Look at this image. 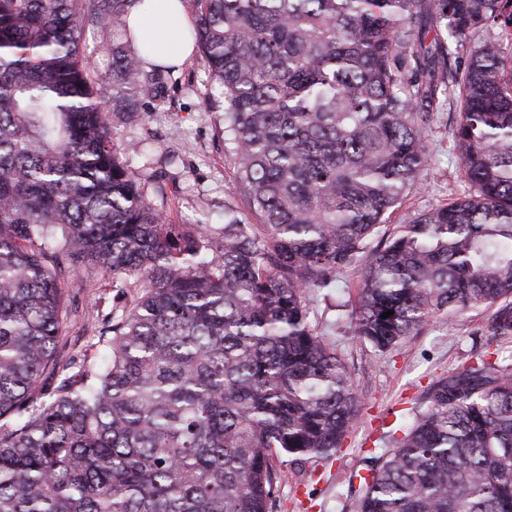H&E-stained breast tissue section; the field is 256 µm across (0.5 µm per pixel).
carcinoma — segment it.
Returning <instances> with one entry per match:
<instances>
[{"instance_id": "cac0c4a2", "label": "carcinoma", "mask_w": 512, "mask_h": 512, "mask_svg": "<svg viewBox=\"0 0 512 512\" xmlns=\"http://www.w3.org/2000/svg\"><path fill=\"white\" fill-rule=\"evenodd\" d=\"M136 2L0 0V512H269L276 460L331 458L361 411L308 318L343 268L378 351L471 309L512 339V0H196L186 37L258 220L222 237L146 201L94 97L89 25L112 31L116 110L165 88ZM456 90L474 193L381 231ZM93 273L142 293L77 366L65 281ZM387 438L358 512H512V368L478 358Z\"/></svg>"}]
</instances>
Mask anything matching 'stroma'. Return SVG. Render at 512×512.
<instances>
[{
    "label": "stroma",
    "mask_w": 512,
    "mask_h": 512,
    "mask_svg": "<svg viewBox=\"0 0 512 512\" xmlns=\"http://www.w3.org/2000/svg\"><path fill=\"white\" fill-rule=\"evenodd\" d=\"M111 39V34L91 28L84 43L95 90L107 103L112 100V57L102 44ZM212 102L207 71L194 55L173 72L163 102L143 100L138 111L109 113L108 123L116 143L139 145L141 154L133 165L153 207L163 211L170 223L202 224L220 237L230 216L245 219L249 213L234 191L230 145L216 136L224 115L211 111ZM461 108V98L454 93L446 110L438 113L421 184L393 214V223L468 194L470 187L452 140ZM159 182L165 184V194L156 193ZM361 286L358 269L350 267L337 273L330 292L315 291L307 297L313 329L343 356L351 373L362 401L360 418L336 454L315 463L314 474L301 475L293 465H285L286 477L270 512H357L362 495L357 473L367 465L368 450L382 447L387 430L382 419L388 411L407 417L433 383L475 363L485 351H492L499 364L512 366V340L491 342L490 314L480 310L465 312L450 324L432 321L401 346L375 351L353 336L347 313ZM69 291L75 313L63 332L69 338L70 356L81 359L90 353L97 324L105 316L122 313L137 291L113 287L108 278L86 277L70 281Z\"/></svg>",
    "instance_id": "obj_1"
}]
</instances>
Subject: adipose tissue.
<instances>
[{
    "instance_id": "1",
    "label": "adipose tissue",
    "mask_w": 512,
    "mask_h": 512,
    "mask_svg": "<svg viewBox=\"0 0 512 512\" xmlns=\"http://www.w3.org/2000/svg\"><path fill=\"white\" fill-rule=\"evenodd\" d=\"M128 21L137 53H146L150 45L158 43L171 63L180 65L190 58L193 47L183 38L189 22L182 0H158L150 9L136 0L128 9Z\"/></svg>"
}]
</instances>
